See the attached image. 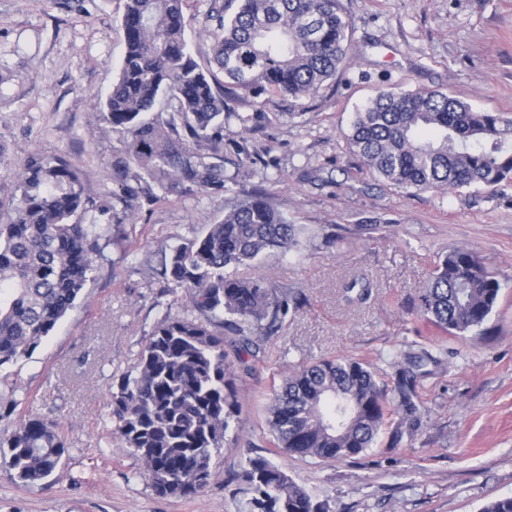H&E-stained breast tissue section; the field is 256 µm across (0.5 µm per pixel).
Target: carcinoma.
Segmentation results:
<instances>
[{"label":"carcinoma","instance_id":"carcinoma-1","mask_svg":"<svg viewBox=\"0 0 512 512\" xmlns=\"http://www.w3.org/2000/svg\"><path fill=\"white\" fill-rule=\"evenodd\" d=\"M121 25L118 79L95 106L100 123L130 137L128 158L112 168V201L96 200L67 159L39 152L0 200V370L74 309L103 257L100 225L123 223L133 202L155 203L159 190L224 193V80L300 99L352 62V22L339 0H211L206 59L186 37L183 0H125ZM347 143L371 173L408 193L512 184V119L438 90L379 92L356 113ZM303 233L265 195L248 192L165 262L163 275L188 294L191 314L162 315L111 402L115 433L157 494L190 498L215 477L213 458L240 426L237 370L251 372L248 360L260 359L267 333L295 299L262 276L238 280L224 269L298 250ZM500 288L476 250L452 247L434 262L415 314L427 336L476 333ZM432 361L428 352L397 361L390 382L352 357L291 368L267 403L272 445L339 461L374 447L389 423L401 441L426 414L416 382ZM6 445L30 488L53 475L66 451L58 430L38 418ZM233 481L238 512H323L264 456H247Z\"/></svg>","mask_w":512,"mask_h":512}]
</instances>
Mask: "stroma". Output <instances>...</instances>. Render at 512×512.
Masks as SVG:
<instances>
[{
    "mask_svg": "<svg viewBox=\"0 0 512 512\" xmlns=\"http://www.w3.org/2000/svg\"><path fill=\"white\" fill-rule=\"evenodd\" d=\"M352 21L353 63L317 96H260L233 88L224 107L227 193L172 191L103 226L105 258L77 307L28 357L0 371L11 413L0 434L39 418L66 442L47 482L26 488L0 448V512H238L225 488L245 448L225 441L217 476L189 499L152 488L114 432L113 382L134 371L163 314L189 304L155 272L164 255L222 218L240 189L261 191L303 245L227 268L302 293V306L267 342V357L238 383L242 439L270 453L326 512H482L512 496V186L407 194L350 151L357 109L378 91L428 88L512 117V0H339ZM124 0H0V193L28 154L72 161L95 198L112 192L123 134L93 107L111 90L124 52ZM335 243H327L328 235ZM475 249L502 284L481 335H420L413 314L438 256ZM370 281L366 301L346 285ZM438 360L418 390L420 428L393 442L384 427L362 455L321 462L271 450L265 406L289 365L349 356L391 378L405 353Z\"/></svg>",
    "mask_w": 512,
    "mask_h": 512,
    "instance_id": "obj_1",
    "label": "stroma"
}]
</instances>
